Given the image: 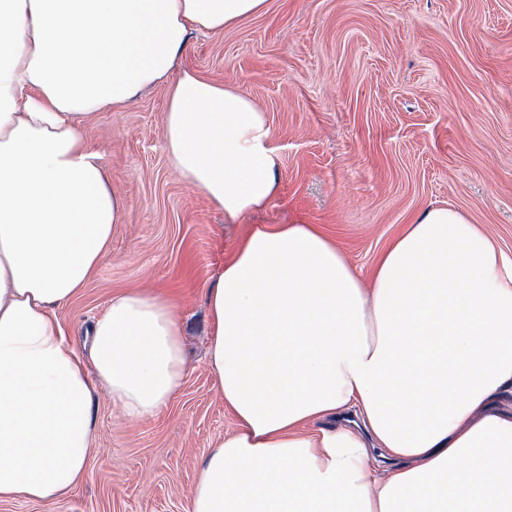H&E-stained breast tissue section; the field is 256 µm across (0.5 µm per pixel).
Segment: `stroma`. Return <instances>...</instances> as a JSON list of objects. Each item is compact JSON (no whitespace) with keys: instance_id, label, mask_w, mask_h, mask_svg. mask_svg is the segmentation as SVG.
I'll return each mask as SVG.
<instances>
[{"instance_id":"stroma-1","label":"stroma","mask_w":512,"mask_h":512,"mask_svg":"<svg viewBox=\"0 0 512 512\" xmlns=\"http://www.w3.org/2000/svg\"><path fill=\"white\" fill-rule=\"evenodd\" d=\"M180 64L266 112L276 192L232 221L172 172L169 84L85 121L124 218L57 315L81 348L113 293L156 289L181 316L188 373L138 421L99 394L89 477L51 502L0 501V512H188L205 453L234 425L207 365L205 290L252 225H320L367 275L415 215L447 203L512 254V0H268L224 33L190 34Z\"/></svg>"}]
</instances>
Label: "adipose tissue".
<instances>
[{
  "label": "adipose tissue",
  "instance_id": "obj_1",
  "mask_svg": "<svg viewBox=\"0 0 512 512\" xmlns=\"http://www.w3.org/2000/svg\"><path fill=\"white\" fill-rule=\"evenodd\" d=\"M266 7L0 0V500L49 502L86 477L98 388L137 421L187 370L179 316L153 289L114 293L84 356L56 316L123 222L83 121L170 82L173 172L230 218L265 207L278 167L265 112L177 63L190 32ZM206 304L235 426L190 512H512V256L461 210H425L367 275L318 225H252ZM350 410L362 430L328 426Z\"/></svg>",
  "mask_w": 512,
  "mask_h": 512
}]
</instances>
